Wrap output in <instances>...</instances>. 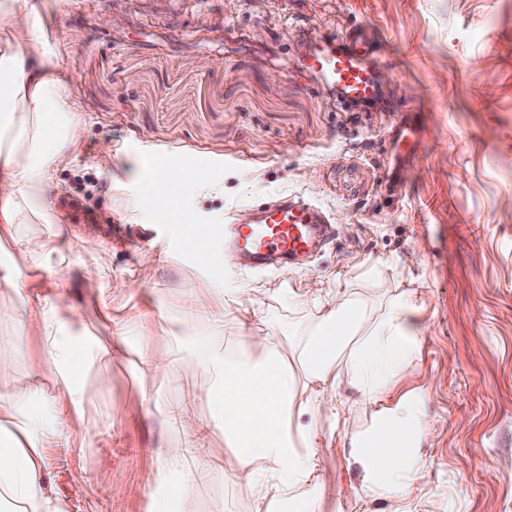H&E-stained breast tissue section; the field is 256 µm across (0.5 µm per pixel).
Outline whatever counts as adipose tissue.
<instances>
[{
    "label": "adipose tissue",
    "mask_w": 512,
    "mask_h": 512,
    "mask_svg": "<svg viewBox=\"0 0 512 512\" xmlns=\"http://www.w3.org/2000/svg\"><path fill=\"white\" fill-rule=\"evenodd\" d=\"M37 14L36 7L21 12L16 0H0V224L23 223L30 201L51 203L60 193L56 166L74 160L83 147L77 119L82 106L61 65L60 46L42 43ZM198 259L214 268L215 286L190 294V301L207 307L217 301L225 313L248 316L253 300L226 294L219 287L223 270L209 254L199 253ZM321 309L315 329L297 344L306 383H299L271 337L248 333L234 354L210 351L212 418L191 428L186 445L167 450L164 471H184L192 483L207 480L209 458L201 448L211 429L218 428L238 450L239 478L265 490L257 512H276L283 504L289 512H312L319 463L314 434L300 417L320 403L315 382L342 365L363 399L376 401L414 356L408 302L370 324L356 298L346 292L328 294ZM2 319L18 321L22 333L34 328L43 335L47 363L64 403L80 411L86 395L77 387L76 376L81 366L104 362L110 349L87 350L78 364L58 348L42 308L20 312L0 306ZM63 423L60 416L39 422L8 402L0 403V488L16 503L38 512H58L44 492L42 450L48 440L60 437ZM351 456L366 473L364 496L373 499L402 503L419 472L416 454L396 448L371 450L359 439Z\"/></svg>",
    "instance_id": "obj_1"
}]
</instances>
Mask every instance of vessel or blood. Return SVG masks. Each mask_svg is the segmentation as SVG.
I'll return each instance as SVG.
<instances>
[{"label":"vessel or blood","mask_w":512,"mask_h":512,"mask_svg":"<svg viewBox=\"0 0 512 512\" xmlns=\"http://www.w3.org/2000/svg\"><path fill=\"white\" fill-rule=\"evenodd\" d=\"M301 67L315 75L321 87L359 105L378 98L375 71L382 62L366 30L361 27L341 34L309 30L297 46ZM423 132L415 122L403 119L394 138L396 155L412 157L420 150ZM332 236L321 207L289 194L280 195L261 208L254 223L227 224L222 229L225 265L284 272Z\"/></svg>","instance_id":"b4317fda"}]
</instances>
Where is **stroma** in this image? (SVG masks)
<instances>
[{"instance_id":"obj_1","label":"stroma","mask_w":512,"mask_h":512,"mask_svg":"<svg viewBox=\"0 0 512 512\" xmlns=\"http://www.w3.org/2000/svg\"><path fill=\"white\" fill-rule=\"evenodd\" d=\"M40 24L63 42L61 60L83 107V150L56 170L61 194L25 224L0 234V269L19 268L23 294L0 287V303L48 300L79 352L87 340L112 349L86 370L83 421L43 453L42 482L60 512H150L183 485L194 512H256L258 491L237 478L235 452L213 431L212 468L201 485L157 480L166 448L184 442L166 415L188 405L212 416L207 353H234L235 321L212 325L187 309L211 268L179 243V223L235 224L281 194L307 198L336 225V238L285 273L236 269L224 287L255 302V335L273 337L290 365L296 341L319 318L316 297L350 292L370 317L411 297L417 338L412 365L387 397L413 399L422 427L421 466L408 512H512V0H38ZM120 27L122 40L112 38ZM341 33L363 26L391 60L373 109L341 110L293 61L304 28ZM424 129L398 194L378 186L399 115ZM111 146V159L101 150ZM201 165L220 193H178L172 214L151 206L152 163ZM122 187L111 188L117 169ZM53 242L34 269L16 242ZM157 256L143 270L144 255ZM70 269L54 280L50 268ZM128 285L101 304L112 281ZM135 321L125 338L118 325ZM0 321V400L34 417L57 410L60 393L42 366L45 341L14 346ZM162 351V372L137 368L135 353ZM193 369H183V362ZM40 401H32V387ZM320 405L300 418L316 433L321 466L316 512H389L356 501L363 482L349 448L374 411L345 367L316 382Z\"/></svg>"}]
</instances>
